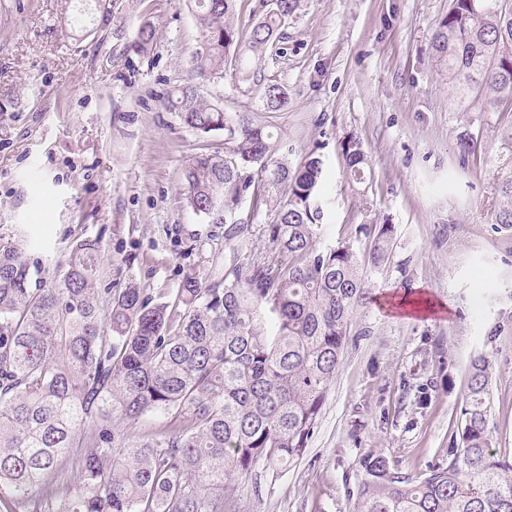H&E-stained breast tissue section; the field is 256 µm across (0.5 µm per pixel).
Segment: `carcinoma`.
I'll return each mask as SVG.
<instances>
[{
  "label": "carcinoma",
  "instance_id": "1",
  "mask_svg": "<svg viewBox=\"0 0 512 512\" xmlns=\"http://www.w3.org/2000/svg\"><path fill=\"white\" fill-rule=\"evenodd\" d=\"M236 0H195L203 31L193 56L200 79L235 54L245 78L301 0H273L247 32ZM145 24L131 49L144 52ZM432 49L448 83L480 112H512V10L502 0H451ZM287 100L264 87V109ZM180 123L201 137L224 132V154L200 152L182 171L183 206L234 235L268 238L224 275L184 274L171 302L151 303L131 282L97 288L100 246L72 248L62 284L32 286L38 270L24 240L0 236V512L34 497L52 512H226L224 490L258 463L281 469L303 456L353 327L374 288L367 270L387 259L390 224H360L367 248L319 245L324 161L315 150L293 167L279 155L274 125L226 112L188 82L168 97ZM346 172L364 182L362 143L340 142ZM249 210L238 216L243 200ZM492 225L512 233V176L497 183ZM492 358L470 365L459 440L446 461L403 473L382 455L360 461L352 512H512V455L496 453ZM162 414L165 427H129ZM127 427H121V424ZM91 434H86V431Z\"/></svg>",
  "mask_w": 512,
  "mask_h": 512
}]
</instances>
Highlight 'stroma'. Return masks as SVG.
Here are the masks:
<instances>
[{
  "label": "stroma",
  "mask_w": 512,
  "mask_h": 512,
  "mask_svg": "<svg viewBox=\"0 0 512 512\" xmlns=\"http://www.w3.org/2000/svg\"><path fill=\"white\" fill-rule=\"evenodd\" d=\"M450 0H302L243 80L234 61L200 90L228 112L265 113L264 83L288 91L276 112L281 151L325 163L320 241L357 225L394 226L390 258L373 271V302L357 312L302 458L259 465L225 491L241 512H352L360 460L383 454L418 474L445 459L465 406L473 357L493 360V435L512 449V235L490 204L512 174V117L462 110L432 57ZM149 50L129 45L142 25ZM202 39L192 0H0V233L18 234L46 284L59 285L72 246L98 239L102 287L135 281L171 299L189 270L220 276L260 236L228 238L181 201L189 156L224 136L183 127L169 94L191 77ZM469 132L475 156L461 159ZM360 139L363 183L346 175L340 143ZM409 295L420 311L399 315Z\"/></svg>",
  "instance_id": "obj_1"
}]
</instances>
